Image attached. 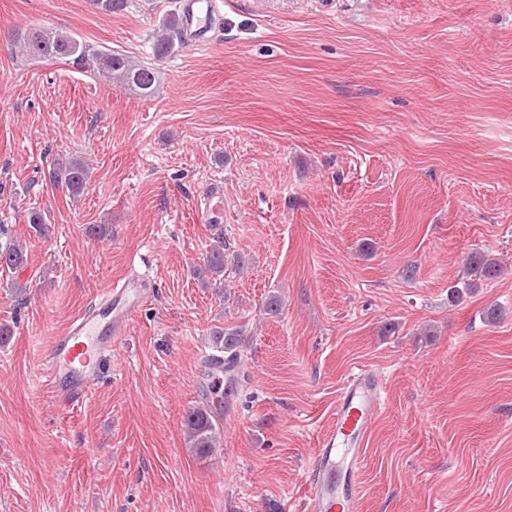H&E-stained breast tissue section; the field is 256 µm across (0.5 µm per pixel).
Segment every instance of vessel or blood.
<instances>
[{"label": "vessel or blood", "instance_id": "b4317fda", "mask_svg": "<svg viewBox=\"0 0 512 512\" xmlns=\"http://www.w3.org/2000/svg\"><path fill=\"white\" fill-rule=\"evenodd\" d=\"M191 45L203 50L220 15L218 0H184ZM136 279L108 285L99 301L85 309L56 336L41 362L42 377L59 403L79 402L95 381L102 357L121 337L128 319L146 300ZM383 383L373 371H353L336 397L335 417L319 441L308 467L306 490L310 512H354L358 492L355 476L363 460L369 419L380 406Z\"/></svg>", "mask_w": 512, "mask_h": 512}]
</instances>
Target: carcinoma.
<instances>
[{
	"mask_svg": "<svg viewBox=\"0 0 512 512\" xmlns=\"http://www.w3.org/2000/svg\"><path fill=\"white\" fill-rule=\"evenodd\" d=\"M23 56L47 61L63 60L72 67L97 74L110 82L133 87L150 96L157 86V71L137 64L130 57L112 51L101 50L95 45L75 35L41 27H33L18 37ZM182 41L181 19L172 12L166 15L161 26L153 35L152 49L156 59L164 60L171 56L176 44ZM49 180L57 187L77 196L81 194L89 180V168L84 161L72 159L53 166ZM27 263V254L22 244L10 240L0 242V268L20 270ZM224 274V241L214 244L203 265L198 269V277L205 284H213V279ZM497 274L496 263L483 256H473L467 263V277L476 280L489 279ZM216 348L226 354L225 360L237 365L241 349L247 347L245 329L238 327L224 329L214 335ZM185 428L192 447L199 454L212 451L217 439V426L211 413L204 407H193L185 417Z\"/></svg>",
	"mask_w": 512,
	"mask_h": 512,
	"instance_id": "obj_1",
	"label": "carcinoma"
}]
</instances>
